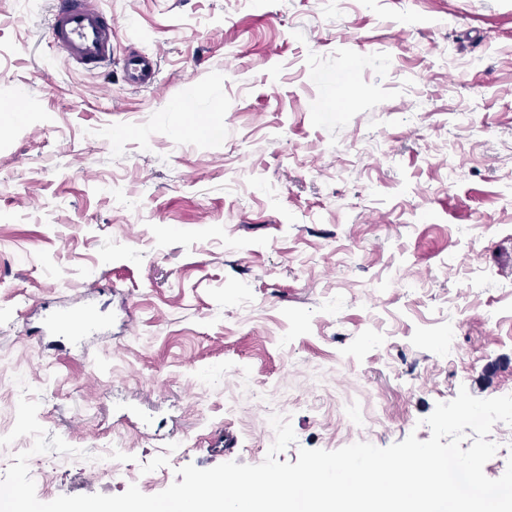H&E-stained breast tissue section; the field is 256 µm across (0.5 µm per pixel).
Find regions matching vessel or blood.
Here are the masks:
<instances>
[{"label": "vessel or blood", "mask_w": 512, "mask_h": 512, "mask_svg": "<svg viewBox=\"0 0 512 512\" xmlns=\"http://www.w3.org/2000/svg\"><path fill=\"white\" fill-rule=\"evenodd\" d=\"M48 28L51 47L56 55L83 68H93L112 59V22L99 9L97 0H52ZM125 81L134 88L154 86L158 60L150 53L128 57ZM97 320L94 310L66 311L51 309L45 313L37 336H66L80 333Z\"/></svg>", "instance_id": "b4317fda"}]
</instances>
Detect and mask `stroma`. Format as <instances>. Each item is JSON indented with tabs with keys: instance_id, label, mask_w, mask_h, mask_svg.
Returning a JSON list of instances; mask_svg holds the SVG:
<instances>
[{
	"instance_id": "35a3bbf8",
	"label": "stroma",
	"mask_w": 512,
	"mask_h": 512,
	"mask_svg": "<svg viewBox=\"0 0 512 512\" xmlns=\"http://www.w3.org/2000/svg\"><path fill=\"white\" fill-rule=\"evenodd\" d=\"M34 3L0 0V430L20 376L49 435L128 456H32L40 501L260 464L270 403L294 463L512 391V0H100L97 71ZM92 297L102 334H31ZM157 54L136 53L128 57L124 74L126 83L133 88L154 86L158 76Z\"/></svg>"
}]
</instances>
